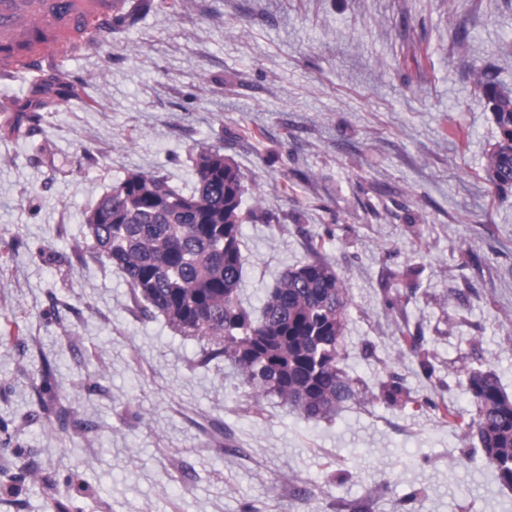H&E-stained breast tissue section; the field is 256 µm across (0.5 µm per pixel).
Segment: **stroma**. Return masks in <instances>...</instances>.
<instances>
[{
    "label": "stroma",
    "instance_id": "1",
    "mask_svg": "<svg viewBox=\"0 0 512 512\" xmlns=\"http://www.w3.org/2000/svg\"><path fill=\"white\" fill-rule=\"evenodd\" d=\"M147 2L126 0L137 20L106 41L0 80V466L43 479L0 512L64 495L71 512H512L461 432L468 371L512 395V189L485 179L498 132L473 76L512 93V0ZM196 146L267 215L242 226L252 313L330 233L351 296L342 364L370 402L308 421L254 399L91 254V204L130 169L190 191ZM393 375L410 404L378 399Z\"/></svg>",
    "mask_w": 512,
    "mask_h": 512
}]
</instances>
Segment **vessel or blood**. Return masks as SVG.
Returning a JSON list of instances; mask_svg holds the SVG:
<instances>
[{
	"instance_id": "b4317fda",
	"label": "vessel or blood",
	"mask_w": 512,
	"mask_h": 512,
	"mask_svg": "<svg viewBox=\"0 0 512 512\" xmlns=\"http://www.w3.org/2000/svg\"><path fill=\"white\" fill-rule=\"evenodd\" d=\"M112 16V0H0V77L105 40Z\"/></svg>"
}]
</instances>
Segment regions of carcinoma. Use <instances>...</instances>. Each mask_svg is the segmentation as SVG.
<instances>
[{
    "instance_id": "1",
    "label": "carcinoma",
    "mask_w": 512,
    "mask_h": 512,
    "mask_svg": "<svg viewBox=\"0 0 512 512\" xmlns=\"http://www.w3.org/2000/svg\"><path fill=\"white\" fill-rule=\"evenodd\" d=\"M475 77L498 129L485 175L495 186L511 187L512 94L486 70ZM192 163L195 184L188 193L160 172L142 170L128 171L107 189L85 213L91 253L111 262L145 311L204 342L201 364L224 360L256 398L275 399L306 420L364 402L341 366L351 297L324 258V236L310 235L308 258L282 272L253 316L239 297L241 175L218 149H193ZM409 350L424 376L435 377L424 337H410ZM466 389L475 407L468 428L495 478L512 487V397L490 371L469 372ZM381 398L402 406L410 392L391 380L382 384ZM25 481L34 486L37 479L24 465L0 484V496Z\"/></svg>"
}]
</instances>
